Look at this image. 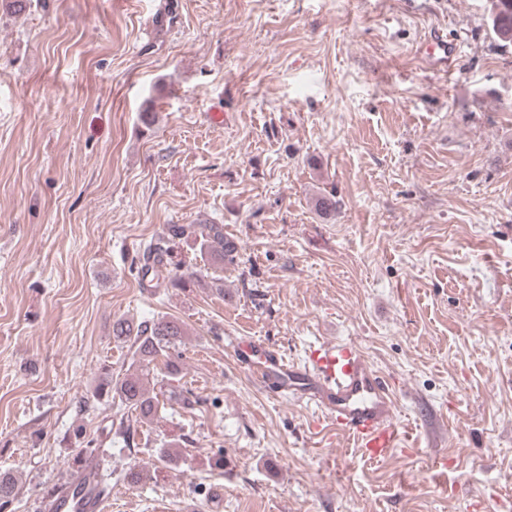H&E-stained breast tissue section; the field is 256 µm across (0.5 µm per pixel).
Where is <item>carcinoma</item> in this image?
I'll list each match as a JSON object with an SVG mask.
<instances>
[{
	"label": "carcinoma",
	"mask_w": 512,
	"mask_h": 512,
	"mask_svg": "<svg viewBox=\"0 0 512 512\" xmlns=\"http://www.w3.org/2000/svg\"><path fill=\"white\" fill-rule=\"evenodd\" d=\"M509 7L495 13L492 24L498 39L512 43V0ZM315 208L323 216L336 214L335 190H322L315 199ZM184 243L191 249L208 256L211 266L224 269V262L236 261L238 244L224 237V225L171 224L161 242L146 248L144 264L140 265L141 281L156 283L165 288H191L202 284L219 296H224V278L213 276L206 280L187 261L178 256L176 245ZM187 335L186 324L177 318H159L134 322L119 319L112 324L114 341L127 344L133 349L131 367L133 371L123 377L112 378V367L106 365L98 374V383L92 394L96 401H120L135 413L141 423L152 422L157 416L160 400L150 391V365L160 356L183 342ZM148 479L140 467L122 470L117 480L129 486H138ZM19 493L18 479L7 472H0V512H12V504Z\"/></svg>",
	"instance_id": "1"
}]
</instances>
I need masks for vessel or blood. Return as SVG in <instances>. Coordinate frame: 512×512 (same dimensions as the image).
I'll return each instance as SVG.
<instances>
[{
    "instance_id": "obj_1",
    "label": "vessel or blood",
    "mask_w": 512,
    "mask_h": 512,
    "mask_svg": "<svg viewBox=\"0 0 512 512\" xmlns=\"http://www.w3.org/2000/svg\"><path fill=\"white\" fill-rule=\"evenodd\" d=\"M430 49L445 64L457 57L460 45L437 32ZM235 356L238 364L272 394L292 395L318 407L330 427L351 439L369 460L386 459L409 439V430L398 417L395 381L355 345L314 344L308 347L303 361L291 363L274 346L251 337L237 344ZM107 509L97 470L90 464L71 474L55 503V512Z\"/></svg>"
}]
</instances>
